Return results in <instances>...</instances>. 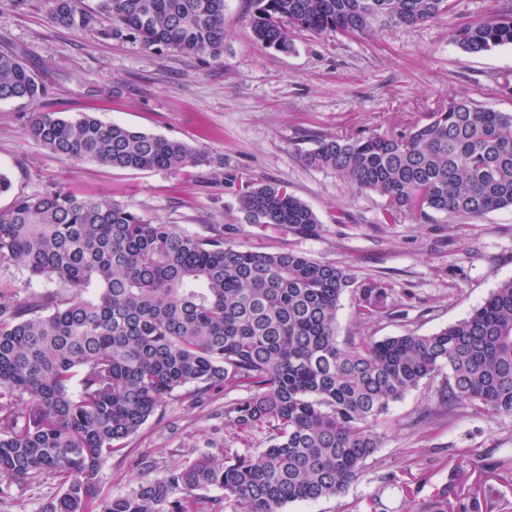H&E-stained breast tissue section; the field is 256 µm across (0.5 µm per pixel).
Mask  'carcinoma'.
Listing matches in <instances>:
<instances>
[{
  "label": "carcinoma",
  "mask_w": 512,
  "mask_h": 512,
  "mask_svg": "<svg viewBox=\"0 0 512 512\" xmlns=\"http://www.w3.org/2000/svg\"><path fill=\"white\" fill-rule=\"evenodd\" d=\"M63 27L116 21L104 35L147 49L224 56V0H49ZM450 0H250L262 45L294 48V31L369 37L379 29L447 21ZM464 52L512 46V12L450 29ZM40 77L0 52V101L38 105ZM27 135L50 153L122 170H181L207 161L188 144L91 115L33 112ZM388 215L427 223L478 220L512 208V113L453 98L398 133L336 134L303 154ZM245 222L300 238L324 232L284 185L249 179ZM0 264L55 288L21 294L0 285V496L54 479L42 512H282L291 502L343 493L379 447L390 405L448 369L441 403L512 418V279L465 317L429 334L380 340L393 283L356 284L350 269L291 249H242L214 224L189 233L154 224L132 205L78 198L61 188L20 195L0 212ZM350 292L358 335L338 341ZM241 433L265 432L254 451L205 453L101 499L102 465L172 398L201 404L219 390ZM219 489L223 495L206 492Z\"/></svg>",
  "instance_id": "1"
}]
</instances>
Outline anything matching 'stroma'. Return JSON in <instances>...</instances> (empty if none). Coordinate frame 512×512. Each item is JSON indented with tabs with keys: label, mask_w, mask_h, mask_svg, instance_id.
I'll list each match as a JSON object with an SVG mask.
<instances>
[{
	"label": "stroma",
	"mask_w": 512,
	"mask_h": 512,
	"mask_svg": "<svg viewBox=\"0 0 512 512\" xmlns=\"http://www.w3.org/2000/svg\"><path fill=\"white\" fill-rule=\"evenodd\" d=\"M510 5L454 0L447 22L383 29L368 38L300 31L293 51L283 54L256 42L245 19L248 0H226L228 37L216 62L106 38L112 24L106 17L78 30L58 26L48 0H0V51L14 52L47 88L36 106L0 102V171L12 180L11 192L0 195V212L15 196L61 185L87 199L131 204L156 224L190 232L220 224L225 240L241 248H290L343 262L361 283L394 282L405 299L371 327L376 338L440 330L512 278V209L474 223L448 224L440 215L429 224L395 222L380 197L353 190L333 172L307 168L302 156L325 135L426 121L455 97L512 112V95L501 90L512 79V47L469 54L448 32ZM37 107L178 139L211 162L181 171L75 163L27 136ZM248 177L287 184L316 212L322 236L276 235L245 223L239 189ZM341 212L346 218L339 224ZM447 381L440 373L391 404L377 429L376 452L344 493L290 503L283 512H423L442 490L455 512H512V419L475 414L461 403L441 407ZM228 399L221 391L200 407L169 401L130 440L125 457L103 465L100 496L162 477L214 448L265 447V434L238 433L225 419ZM144 456L151 470L138 466Z\"/></svg>",
	"instance_id": "stroma-1"
}]
</instances>
